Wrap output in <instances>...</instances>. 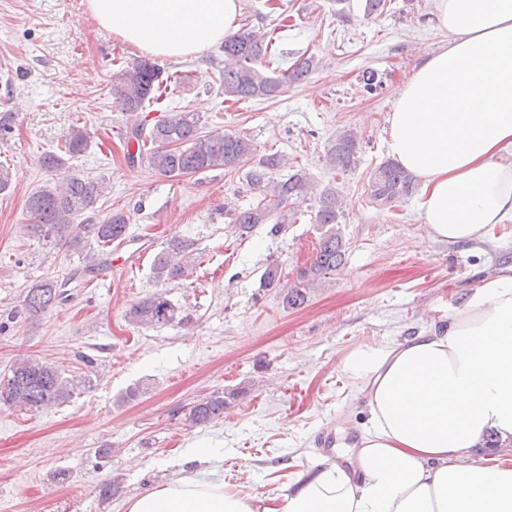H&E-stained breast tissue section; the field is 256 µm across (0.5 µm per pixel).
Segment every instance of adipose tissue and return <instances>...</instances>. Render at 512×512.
I'll return each mask as SVG.
<instances>
[{
  "instance_id": "ef3b65f1",
  "label": "adipose tissue",
  "mask_w": 512,
  "mask_h": 512,
  "mask_svg": "<svg viewBox=\"0 0 512 512\" xmlns=\"http://www.w3.org/2000/svg\"><path fill=\"white\" fill-rule=\"evenodd\" d=\"M242 0H87L102 28L162 59L195 56L238 27ZM445 48L425 53L388 117L387 151L421 183L428 237L485 241L512 221V0H431ZM369 425L344 459L284 490L229 491L183 476L125 512H512V263L460 295L447 324L349 353Z\"/></svg>"
}]
</instances>
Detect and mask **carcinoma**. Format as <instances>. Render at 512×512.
<instances>
[{"instance_id":"obj_1","label":"carcinoma","mask_w":512,"mask_h":512,"mask_svg":"<svg viewBox=\"0 0 512 512\" xmlns=\"http://www.w3.org/2000/svg\"><path fill=\"white\" fill-rule=\"evenodd\" d=\"M267 32L243 25L224 38V70L220 71L224 100L275 99L284 89L300 85L317 68L310 56L286 69L269 70L264 58L268 54ZM184 78L177 74L163 75L161 68L148 59H137L112 73V101L122 112L136 113L152 101H159L168 89L178 87ZM200 116L195 112H169L155 120L152 126L141 121L133 126L127 146L137 145V152L127 151L133 163L144 159L163 176L196 174L208 170H235L255 156L251 141L234 132L214 129L200 131ZM88 134L73 129L64 143V153L75 156L84 151ZM362 152V138L352 129H342L329 139L326 162L332 168L346 172L352 169ZM283 158L270 154L259 159L250 170L248 184L265 191L267 172L281 166ZM415 177L393 160L382 161L373 171L368 191L371 201L382 208H393L412 194ZM307 173L297 170L272 188V200L261 199L252 208L235 215V229L244 236L260 224L274 222L276 232L288 223V214L275 215L282 205L300 199L307 190ZM102 185L95 178L71 174L66 178L35 191L26 201L30 223L46 240L60 243L80 255L84 272L92 274L107 261L106 247L127 235V219L119 212L111 213L100 224H87V235L71 234L72 216L96 211ZM345 203L334 187L324 188L318 198L314 223L324 229L319 250L310 266L299 273L300 283L282 296L285 309H299L310 300L314 281L336 269L344 256V244L338 224L342 223ZM195 243L188 239L171 238L167 247L157 253L152 271L155 280L164 284L188 274L186 257L194 252ZM69 281L45 279L28 289L24 297L26 310L34 315L44 314L67 299ZM129 323L136 326L163 327L190 320L182 306L168 298L167 292L157 290L134 303L126 313ZM78 388L73 379L63 376L52 363L22 356L14 360L7 373L0 376V409L39 411L67 403ZM238 392L215 391L193 405L189 412L192 423L201 425L224 416Z\"/></svg>"}]
</instances>
